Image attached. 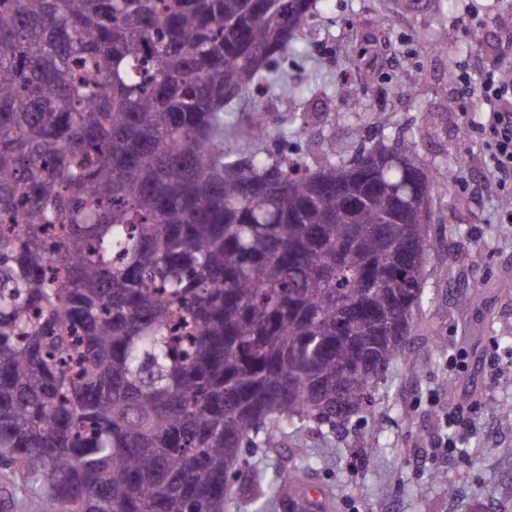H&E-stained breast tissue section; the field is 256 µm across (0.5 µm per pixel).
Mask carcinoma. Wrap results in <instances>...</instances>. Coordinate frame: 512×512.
Masks as SVG:
<instances>
[{
    "label": "carcinoma",
    "instance_id": "obj_1",
    "mask_svg": "<svg viewBox=\"0 0 512 512\" xmlns=\"http://www.w3.org/2000/svg\"><path fill=\"white\" fill-rule=\"evenodd\" d=\"M316 2L0 0V473L42 512H226L266 487L240 449L368 413L402 355L446 186L413 131L270 150L314 136L268 92Z\"/></svg>",
    "mask_w": 512,
    "mask_h": 512
}]
</instances>
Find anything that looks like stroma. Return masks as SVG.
I'll return each instance as SVG.
<instances>
[{"label":"stroma","instance_id":"1","mask_svg":"<svg viewBox=\"0 0 512 512\" xmlns=\"http://www.w3.org/2000/svg\"><path fill=\"white\" fill-rule=\"evenodd\" d=\"M440 27L456 36L447 55L424 39ZM306 40L289 68L331 89L349 85L345 97L289 102L290 111L319 113L315 141L331 139L352 156L416 131L448 189L431 202L434 253L406 355L382 375L372 413L242 454L269 475L303 465L312 512L351 504L359 512H512V209L489 186L480 104L459 81L488 63L512 77V0H457L451 12L412 10L405 0L385 12L377 0H321ZM367 40L378 54L351 67ZM456 406L468 410L465 452L438 453L432 442Z\"/></svg>","mask_w":512,"mask_h":512}]
</instances>
